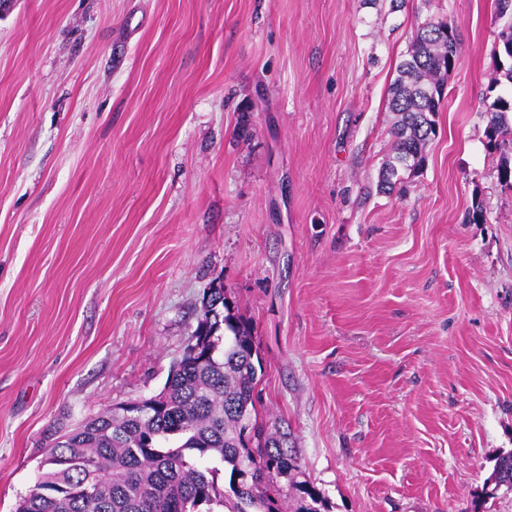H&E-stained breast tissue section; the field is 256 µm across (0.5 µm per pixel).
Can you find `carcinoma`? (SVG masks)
Returning a JSON list of instances; mask_svg holds the SVG:
<instances>
[{"label":"carcinoma","mask_w":512,"mask_h":512,"mask_svg":"<svg viewBox=\"0 0 512 512\" xmlns=\"http://www.w3.org/2000/svg\"><path fill=\"white\" fill-rule=\"evenodd\" d=\"M501 62L488 91L512 84V19L497 34ZM455 28L429 19L418 26L397 67L388 105L396 114L392 155L379 188L390 193L418 173L436 136L435 117L457 60ZM493 149L512 141V101L486 107ZM223 288L203 294L197 325L148 412L108 409L52 438L44 465L15 512H331L325 493L304 478L289 428L269 432L258 420L262 361L248 322ZM228 484L219 488V468ZM512 490V452L499 456L485 495Z\"/></svg>","instance_id":"1"}]
</instances>
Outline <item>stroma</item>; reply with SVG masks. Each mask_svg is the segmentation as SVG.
Instances as JSON below:
<instances>
[{"label":"stroma","instance_id":"obj_1","mask_svg":"<svg viewBox=\"0 0 512 512\" xmlns=\"http://www.w3.org/2000/svg\"><path fill=\"white\" fill-rule=\"evenodd\" d=\"M458 57L404 193L387 91ZM496 0H15L0 15V512L46 437L163 387L213 283L332 512H512V188ZM486 221H465L473 200ZM485 112L487 114L485 137L488 146L498 149L507 141L512 152V141L507 140V135H511L512 131V100L509 102L502 97H497L486 107ZM509 113H511L510 117ZM502 487L507 491L512 490V452L502 454L497 458L493 473L486 485L485 495L494 497Z\"/></svg>","mask_w":512,"mask_h":512}]
</instances>
